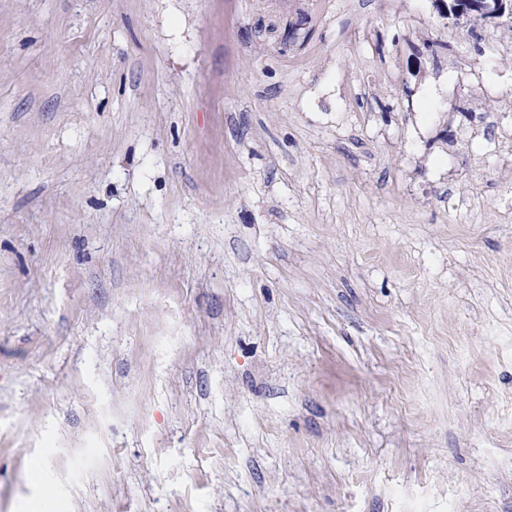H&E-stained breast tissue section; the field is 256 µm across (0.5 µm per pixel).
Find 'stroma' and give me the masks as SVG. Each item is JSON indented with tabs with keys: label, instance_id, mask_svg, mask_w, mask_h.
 <instances>
[{
	"label": "stroma",
	"instance_id": "obj_1",
	"mask_svg": "<svg viewBox=\"0 0 512 512\" xmlns=\"http://www.w3.org/2000/svg\"><path fill=\"white\" fill-rule=\"evenodd\" d=\"M478 29L0 0V512H512V30Z\"/></svg>",
	"mask_w": 512,
	"mask_h": 512
}]
</instances>
